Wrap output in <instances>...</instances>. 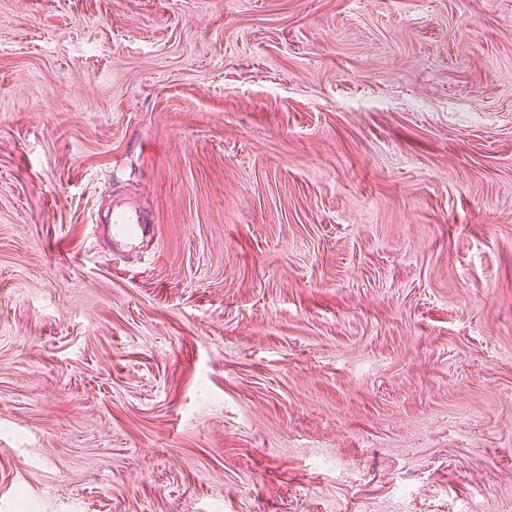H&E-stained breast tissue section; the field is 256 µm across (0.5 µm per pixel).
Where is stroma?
<instances>
[{"instance_id":"1","label":"stroma","mask_w":512,"mask_h":512,"mask_svg":"<svg viewBox=\"0 0 512 512\" xmlns=\"http://www.w3.org/2000/svg\"><path fill=\"white\" fill-rule=\"evenodd\" d=\"M472 504L512 512V0H0V512ZM144 216L135 209L120 207L113 210L110 236L112 246L132 250L136 240L146 232Z\"/></svg>"}]
</instances>
